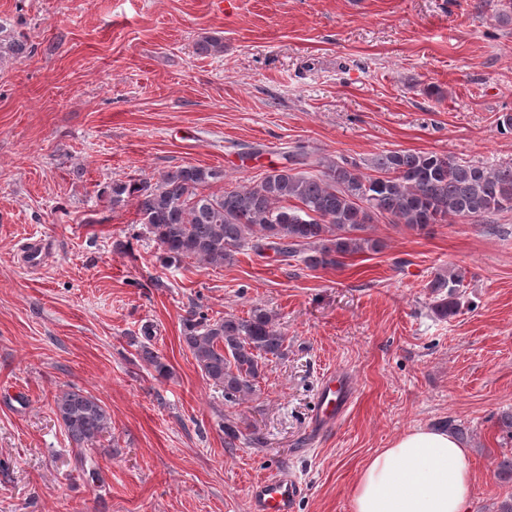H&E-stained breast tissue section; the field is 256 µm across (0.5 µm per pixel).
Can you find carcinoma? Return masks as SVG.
I'll use <instances>...</instances> for the list:
<instances>
[{
    "label": "carcinoma",
    "instance_id": "1",
    "mask_svg": "<svg viewBox=\"0 0 512 512\" xmlns=\"http://www.w3.org/2000/svg\"><path fill=\"white\" fill-rule=\"evenodd\" d=\"M25 52V44L0 26V60ZM306 158L288 157L247 185L209 191L224 171L184 165L150 178L112 185V205L136 200L164 259H193L222 266L248 248L272 249L309 269L335 267L342 258L380 249L367 234L383 221L422 232L450 220L479 221L512 210V163L495 167L459 163L434 152L394 151L362 165L345 157L325 158L319 171L302 170ZM465 271L456 266L428 284L431 309L441 319L462 306ZM182 341L202 374L230 402L246 400L265 362L283 355L286 336L273 316L254 308L246 317L210 319L195 305L182 324ZM54 412L77 448L111 429V417L88 392L69 387L54 400Z\"/></svg>",
    "mask_w": 512,
    "mask_h": 512
}]
</instances>
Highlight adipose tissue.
Here are the masks:
<instances>
[{
  "mask_svg": "<svg viewBox=\"0 0 512 512\" xmlns=\"http://www.w3.org/2000/svg\"><path fill=\"white\" fill-rule=\"evenodd\" d=\"M472 487L468 450L446 432L417 428L367 461L352 512H466Z\"/></svg>",
  "mask_w": 512,
  "mask_h": 512,
  "instance_id": "adipose-tissue-1",
  "label": "adipose tissue"
}]
</instances>
